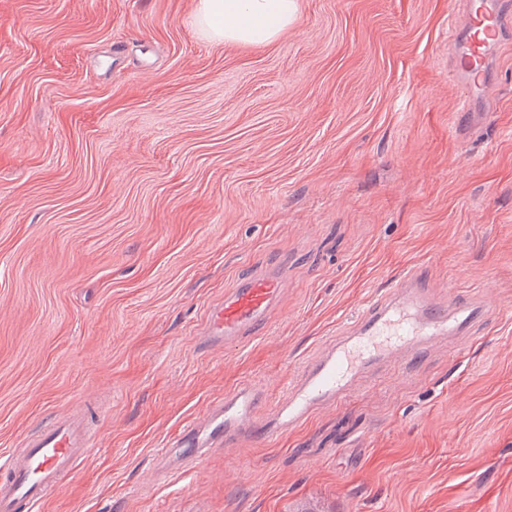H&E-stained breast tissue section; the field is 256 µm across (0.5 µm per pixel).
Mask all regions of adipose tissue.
<instances>
[{
  "instance_id": "1",
  "label": "adipose tissue",
  "mask_w": 512,
  "mask_h": 512,
  "mask_svg": "<svg viewBox=\"0 0 512 512\" xmlns=\"http://www.w3.org/2000/svg\"><path fill=\"white\" fill-rule=\"evenodd\" d=\"M297 13V0H198L195 23L211 39L260 46L287 31Z\"/></svg>"
}]
</instances>
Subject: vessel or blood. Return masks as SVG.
Returning <instances> with one entry per match:
<instances>
[{"label": "vessel or blood", "instance_id": "vessel-or-blood-1", "mask_svg": "<svg viewBox=\"0 0 512 512\" xmlns=\"http://www.w3.org/2000/svg\"><path fill=\"white\" fill-rule=\"evenodd\" d=\"M512 39V0H467L464 19L448 47L451 72L468 88L469 102L457 126L474 123L473 101L491 85L494 53ZM286 286L283 270L252 276L210 308L204 333L211 345L235 344L262 330ZM485 304L456 299L424 270L402 274L386 292L364 306L351 326L326 341L279 389L277 397L257 382L226 390L213 401L203 422L191 423L164 447L158 459L176 458L185 469L211 448H247L258 438H275L317 410L334 406L381 366L410 363L447 339L473 334L484 320ZM272 403L265 423L254 417L259 405ZM95 441L86 417L76 411L54 419L26 438L21 451L0 462V512H18L59 489Z\"/></svg>", "mask_w": 512, "mask_h": 512}]
</instances>
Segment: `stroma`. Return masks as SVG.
<instances>
[{
	"label": "stroma",
	"instance_id": "35a3bbf8",
	"mask_svg": "<svg viewBox=\"0 0 512 512\" xmlns=\"http://www.w3.org/2000/svg\"><path fill=\"white\" fill-rule=\"evenodd\" d=\"M196 6L0 0V457L78 406L95 445L39 512H512V42L459 134L462 0H299L262 46ZM272 266L266 328L208 346ZM419 267L493 293L476 334L160 471L224 390L287 381ZM285 287L284 271L272 269L252 276L228 292L207 314L204 333L208 342L224 347L262 330Z\"/></svg>",
	"mask_w": 512,
	"mask_h": 512
}]
</instances>
